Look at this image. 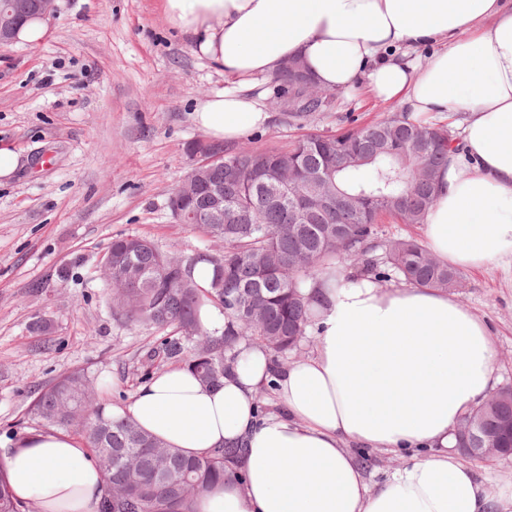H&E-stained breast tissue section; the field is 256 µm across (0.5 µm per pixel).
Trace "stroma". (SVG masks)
<instances>
[{
    "instance_id": "35a3bbf8",
    "label": "stroma",
    "mask_w": 512,
    "mask_h": 512,
    "mask_svg": "<svg viewBox=\"0 0 512 512\" xmlns=\"http://www.w3.org/2000/svg\"><path fill=\"white\" fill-rule=\"evenodd\" d=\"M46 24L42 42L0 48V144L20 156L0 177L1 441L43 431L29 408L73 369H88L111 405L144 385L141 356L161 332L115 315L101 271L113 237L141 235L182 257L224 249L178 223L168 198L193 165L187 143L203 136L195 108L232 79L196 54L161 0H54ZM258 84L270 120L250 147L404 110L357 87L296 120L274 79ZM463 276L455 298L490 325L498 382L512 383V265Z\"/></svg>"
}]
</instances>
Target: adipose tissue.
<instances>
[{"label": "adipose tissue", "instance_id": "obj_1", "mask_svg": "<svg viewBox=\"0 0 512 512\" xmlns=\"http://www.w3.org/2000/svg\"><path fill=\"white\" fill-rule=\"evenodd\" d=\"M197 53L236 86L203 101L196 124L238 141L269 114L257 77L302 59L322 88L365 85L412 117L463 120L462 148L435 178L425 245L459 269L512 259V0H163ZM441 43L427 64L420 44ZM316 345L276 367L244 343L222 384L187 365L158 373L129 403L105 407L188 456L243 450L238 477L204 493L196 512H512V485L487 494L458 459L453 430L496 383L490 328L448 293L380 284L333 266L307 283ZM272 388L281 413L259 415ZM412 452L373 483L362 449ZM9 483L39 512H97L101 473L71 435L26 434L0 448Z\"/></svg>", "mask_w": 512, "mask_h": 512}]
</instances>
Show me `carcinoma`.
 <instances>
[{"label": "carcinoma", "instance_id": "1", "mask_svg": "<svg viewBox=\"0 0 512 512\" xmlns=\"http://www.w3.org/2000/svg\"><path fill=\"white\" fill-rule=\"evenodd\" d=\"M275 82L295 100L294 116L308 118L324 103L327 90L293 84L288 71ZM458 149L445 124H422L406 113L393 114L334 134L307 133L285 150L241 146L224 149V162L210 167L206 183L181 201L182 209L204 208L211 188L224 191V223L194 224L203 236L224 243L219 255L200 252L176 257L151 240L121 234L112 238L102 266L112 286L116 315L168 332L147 354L182 360L205 385H214L235 362L243 338L271 354L292 350L314 324L310 299L301 288L337 263L377 281L372 253L383 251L396 277L442 291L463 287V275L438 261L410 236L379 238L385 217L418 225L434 204L433 181ZM301 174L328 168L335 190L334 207L305 224H293L296 201L276 173ZM206 261L214 274L208 287L192 275ZM212 307L224 314L221 333L203 329L200 312ZM104 399L95 377L75 369L43 389L31 406L34 418L77 435L99 468L105 491L98 512H195V499L235 475L238 448H214L189 458L142 430L133 420L114 422L103 415ZM481 421L478 441L512 455V396L472 411ZM36 504L13 497L0 464V512H32Z\"/></svg>", "mask_w": 512, "mask_h": 512}]
</instances>
